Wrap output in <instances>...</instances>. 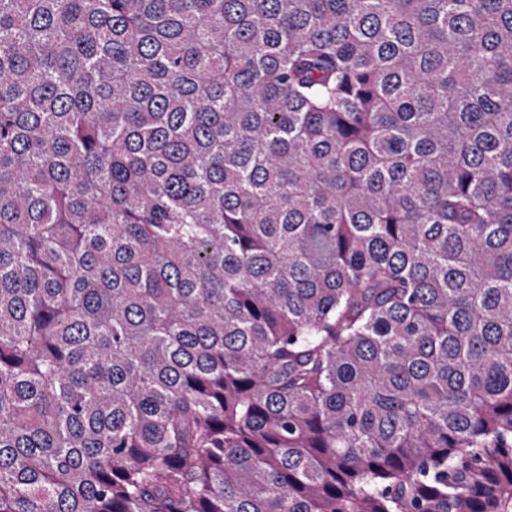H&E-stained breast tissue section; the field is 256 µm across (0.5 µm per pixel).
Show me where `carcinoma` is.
Here are the masks:
<instances>
[{"mask_svg":"<svg viewBox=\"0 0 512 512\" xmlns=\"http://www.w3.org/2000/svg\"><path fill=\"white\" fill-rule=\"evenodd\" d=\"M0 512H512V0H0Z\"/></svg>","mask_w":512,"mask_h":512,"instance_id":"carcinoma-1","label":"carcinoma"}]
</instances>
